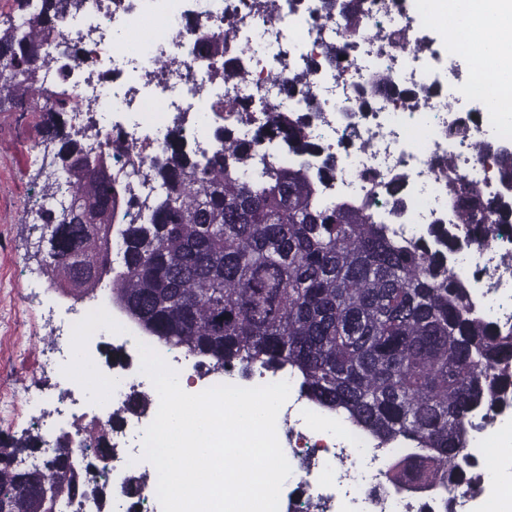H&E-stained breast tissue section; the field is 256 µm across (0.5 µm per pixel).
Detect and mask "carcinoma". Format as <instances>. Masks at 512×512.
Here are the masks:
<instances>
[{"label": "carcinoma", "instance_id": "obj_1", "mask_svg": "<svg viewBox=\"0 0 512 512\" xmlns=\"http://www.w3.org/2000/svg\"><path fill=\"white\" fill-rule=\"evenodd\" d=\"M27 27L11 16L0 28V105L23 101L47 116L45 137L60 144L56 180L71 189L68 207H39L32 229L45 246L40 271L74 299L90 296L110 276L112 303L142 332L164 345L209 359L213 368L292 369L300 389L320 405L345 413L384 442L409 440L388 478L450 493L478 492L479 467L466 438L478 411L512 408V328L474 312L454 263L470 240L442 224L413 245L385 236L365 204L322 200L334 180L336 155L311 134L316 112L268 110L265 129L250 140L231 124L213 131L215 146L194 149L172 127L150 176L162 195L141 198L113 173L119 139L106 136L98 164H80L85 131L61 121L68 89L43 86L42 45L82 0H17ZM247 51L224 62L225 81L244 78ZM309 69L285 78V88L310 95ZM295 157L284 163L272 142ZM261 157L262 166L253 164ZM448 204L456 223L476 230L512 223V203L484 193L448 163ZM391 216L404 213L398 185L385 189ZM123 265L112 272L113 235ZM148 397L134 394L115 410L109 430ZM39 436L0 440V512H55L77 498L103 495L87 458L64 453L42 469L20 466Z\"/></svg>", "mask_w": 512, "mask_h": 512}]
</instances>
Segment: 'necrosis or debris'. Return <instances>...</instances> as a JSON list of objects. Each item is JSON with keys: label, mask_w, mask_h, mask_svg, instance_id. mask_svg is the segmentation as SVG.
<instances>
[{"label": "necrosis or debris", "mask_w": 512, "mask_h": 512, "mask_svg": "<svg viewBox=\"0 0 512 512\" xmlns=\"http://www.w3.org/2000/svg\"><path fill=\"white\" fill-rule=\"evenodd\" d=\"M317 2L276 0L267 6L263 0H84L81 12L69 16L59 35L42 48L48 61L44 83H69L78 101L70 127L96 124L99 135L86 143V151L98 152L100 135L121 130L124 146L113 154V166L150 197L160 191L147 177L151 158L174 115L192 116L187 131L205 149L209 142L200 121L212 117L217 101H251L253 121L240 127L246 138L263 123L264 106L287 111L314 105L322 114L316 134L341 156L336 180L324 189V198L365 201L397 179L407 198L405 219L393 220L380 208L373 211L387 237L408 244L437 222L452 223L454 232L466 237L465 225L453 224L448 207L449 170L489 194L500 186L491 158L480 153L488 141L482 118L457 105L458 99L475 94V86H457L445 102L427 95L435 57L416 51L415 20L406 0H370L363 33L352 41L340 13L313 21ZM202 33L220 36L224 45L200 61L191 49ZM79 39L87 46L88 60L68 54L70 44ZM342 45L348 48L344 59L324 60L326 48ZM245 48L252 55L245 79L232 84L219 80L216 69ZM303 53L317 60L307 100L287 97L271 78L272 73L299 68ZM383 73L390 76L392 88L373 91ZM398 90L414 92L415 103L394 102ZM456 272L478 315L512 327V227L490 226L487 241L463 250ZM138 338L125 315L114 311L58 326L38 368L89 394L91 401L77 410L63 399L51 409L43 400L27 399L41 439V452L27 459V467H42L45 459L68 451L100 456L97 443L73 434L72 427L87 420L102 428L132 393L151 388L141 370L118 360L109 368L101 362L107 342L132 346ZM277 424L285 457L305 465L291 472L289 479L299 492L289 495L279 512H477V498L449 496L442 485L390 487L386 475L407 455L406 446L380 447L370 434L340 416L322 413L299 393L290 394ZM146 427L142 417H134L129 428L116 434L118 441L133 443V452L98 467V482L112 488L109 500L90 498L62 512H135L138 501L156 499L155 488L145 487L133 496L123 481L124 474L138 467Z\"/></svg>", "instance_id": "4bbe7bcc"}]
</instances>
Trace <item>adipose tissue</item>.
I'll return each mask as SVG.
<instances>
[{"mask_svg": "<svg viewBox=\"0 0 512 512\" xmlns=\"http://www.w3.org/2000/svg\"><path fill=\"white\" fill-rule=\"evenodd\" d=\"M455 2L458 14L471 16L472 38L487 40V33H494V40H487L485 63L475 66L477 82H484V66L497 67L500 72L512 71V0H434L433 10L437 17L448 15V2Z\"/></svg>", "mask_w": 512, "mask_h": 512, "instance_id": "1", "label": "adipose tissue"}]
</instances>
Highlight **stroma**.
Segmentation results:
<instances>
[{"label":"stroma","mask_w":512,"mask_h":512,"mask_svg":"<svg viewBox=\"0 0 512 512\" xmlns=\"http://www.w3.org/2000/svg\"><path fill=\"white\" fill-rule=\"evenodd\" d=\"M421 34L439 56L436 78L441 97L452 94L455 85L473 81L471 60L447 54L448 35L432 12L418 15ZM42 113L29 105L0 106V335L13 334L14 343L0 346V390L16 396L48 397L56 392L52 382L36 373L37 358L51 334L50 313L65 309L90 311L99 298L74 300L54 289L38 291L35 305L24 296L33 282H42L39 260L32 245L38 235L26 219L34 208L41 187L35 182L40 167L33 146L39 139Z\"/></svg>","instance_id":"obj_1"}]
</instances>
